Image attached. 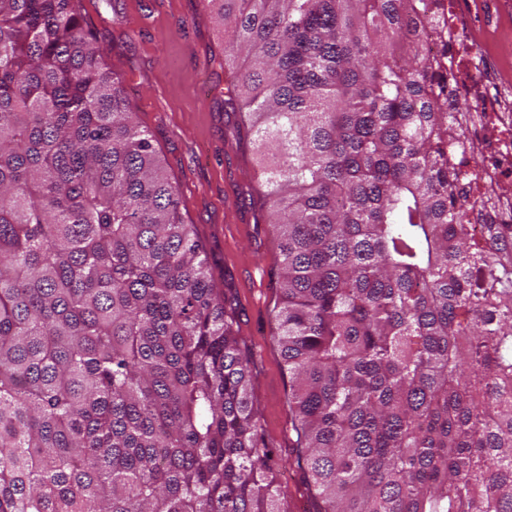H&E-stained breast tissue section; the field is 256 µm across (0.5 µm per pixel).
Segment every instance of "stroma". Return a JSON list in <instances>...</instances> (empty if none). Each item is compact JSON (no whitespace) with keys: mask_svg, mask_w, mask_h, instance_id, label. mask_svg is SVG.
Listing matches in <instances>:
<instances>
[{"mask_svg":"<svg viewBox=\"0 0 512 512\" xmlns=\"http://www.w3.org/2000/svg\"><path fill=\"white\" fill-rule=\"evenodd\" d=\"M85 27L118 77L184 204L218 286L236 293L242 341L253 353L251 400L273 443L272 471L280 512H308L302 475L281 466L290 435L284 406L288 378L272 341L280 260L261 205L265 187L250 133H236L227 105L234 75L224 68L227 33L205 0H80ZM464 26L480 40L512 32L503 0H454Z\"/></svg>","mask_w":512,"mask_h":512,"instance_id":"obj_1","label":"stroma"}]
</instances>
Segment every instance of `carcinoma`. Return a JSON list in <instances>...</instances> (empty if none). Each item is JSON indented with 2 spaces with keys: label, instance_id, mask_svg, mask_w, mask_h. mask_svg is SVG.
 <instances>
[{
  "label": "carcinoma",
  "instance_id": "obj_1",
  "mask_svg": "<svg viewBox=\"0 0 512 512\" xmlns=\"http://www.w3.org/2000/svg\"><path fill=\"white\" fill-rule=\"evenodd\" d=\"M317 512H512V222L427 0H208ZM78 0H0V512H281L232 300Z\"/></svg>",
  "mask_w": 512,
  "mask_h": 512
}]
</instances>
